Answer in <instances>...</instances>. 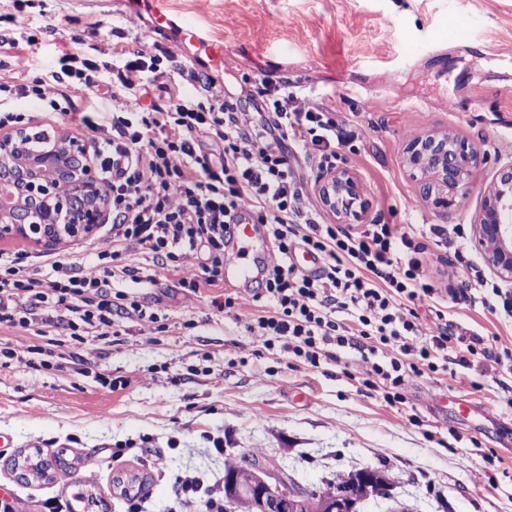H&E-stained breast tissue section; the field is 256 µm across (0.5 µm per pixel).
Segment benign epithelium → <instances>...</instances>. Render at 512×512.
Masks as SVG:
<instances>
[{
    "instance_id": "7a95c632",
    "label": "benign epithelium",
    "mask_w": 512,
    "mask_h": 512,
    "mask_svg": "<svg viewBox=\"0 0 512 512\" xmlns=\"http://www.w3.org/2000/svg\"><path fill=\"white\" fill-rule=\"evenodd\" d=\"M405 160L420 200L446 214L461 209L482 159L468 142L450 133L413 135ZM316 189L324 209L345 222L371 209L358 178L346 166L320 174ZM0 240L21 236L51 247L64 238L92 234L103 223L106 194L80 139L66 132L35 138L27 130L0 131ZM474 246L496 276L512 283V155L500 165L474 221ZM389 480L365 469L355 485H341L315 512H355L358 504L383 496ZM230 490L256 512H308L304 488L275 459L231 475Z\"/></svg>"
}]
</instances>
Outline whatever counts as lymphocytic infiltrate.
<instances>
[{
    "label": "lymphocytic infiltrate",
    "mask_w": 512,
    "mask_h": 512,
    "mask_svg": "<svg viewBox=\"0 0 512 512\" xmlns=\"http://www.w3.org/2000/svg\"><path fill=\"white\" fill-rule=\"evenodd\" d=\"M116 73L118 93L111 111L74 112L70 89L92 91L96 64L63 54L59 71L26 83L0 82V126L19 122L18 99L36 100L43 110L61 113L98 135L94 156L112 193V237L94 263L55 260L46 278L35 277L20 259L0 257V326L29 329L32 323L67 322L71 332L112 333V280L131 275L124 258L138 248L160 268L180 272L179 285L196 293L224 285V248L237 224H265L277 262L263 266L269 306L255 319L265 347L285 341L289 352L315 367L329 346L357 349L366 365L365 383L383 386L389 405L425 372L452 362H500L497 348L466 345L449 355L454 335L443 310L421 321L415 301L444 300L442 289L423 274L421 244L403 225L369 224L352 233L325 213H309L287 153L274 141L291 136L320 169L335 167L338 151L356 135L340 129L328 113L281 93L272 115L252 132L249 113L235 99L202 82L204 99L190 100L163 82L157 58L122 50ZM157 82L163 103L144 108V78ZM221 150L205 151V139ZM207 258L197 269L189 261L198 248ZM319 259L317 271L304 272L291 261L296 251ZM142 323L155 322L138 301L119 305Z\"/></svg>",
    "instance_id": "obj_1"
}]
</instances>
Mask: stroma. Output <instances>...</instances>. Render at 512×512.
Listing matches in <instances>:
<instances>
[{"mask_svg": "<svg viewBox=\"0 0 512 512\" xmlns=\"http://www.w3.org/2000/svg\"><path fill=\"white\" fill-rule=\"evenodd\" d=\"M183 19L207 28L222 48L210 58L186 49L175 30L151 31L148 7L125 0H0V39L37 35L36 52L12 50L0 79L18 82L58 70L66 52L82 53L111 75L112 49L133 46L158 56L170 86L196 95L188 73L210 76L226 94L251 90L242 109H265L264 86H287L359 130L340 162L357 175L372 203L352 231L384 220L403 224L425 248L426 276L448 287L449 320L464 336L512 353V317L479 302L495 283L474 247L473 220L492 182L502 139L512 138V0H168ZM450 132L484 156L466 207L443 215L427 208L403 160L408 133ZM109 224L52 248L21 237L0 252L26 256L44 276L54 260L95 258L109 244ZM471 265L469 284L455 250ZM136 277L113 291L155 313L154 329L116 312L110 336H71L60 327L0 329V350L27 340L43 354L0 365V494L19 512H81L78 491L91 489L105 512H175L176 478L190 471L198 502L224 493L228 449L288 465L302 484L341 472L378 468L390 497L361 512H512V360L471 363L456 374L414 378L390 407L364 386L365 365L352 349L307 367L287 350L266 348L248 326L262 303L227 310L216 299L253 297L261 282L225 280L199 293L179 275L134 250ZM462 395L477 414L459 418L443 399ZM22 454L65 455L68 479L21 480ZM131 477L146 490L121 494Z\"/></svg>", "mask_w": 512, "mask_h": 512, "instance_id": "obj_1", "label": "stroma"}]
</instances>
